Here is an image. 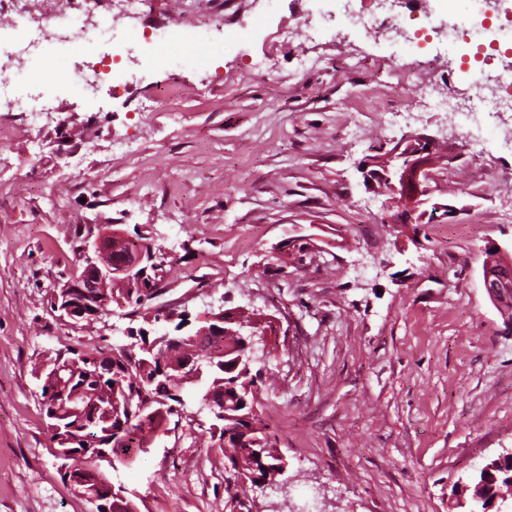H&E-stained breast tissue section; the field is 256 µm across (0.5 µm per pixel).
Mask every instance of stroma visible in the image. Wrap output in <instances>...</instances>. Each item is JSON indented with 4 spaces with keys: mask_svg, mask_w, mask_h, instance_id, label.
I'll return each mask as SVG.
<instances>
[{
    "mask_svg": "<svg viewBox=\"0 0 512 512\" xmlns=\"http://www.w3.org/2000/svg\"><path fill=\"white\" fill-rule=\"evenodd\" d=\"M318 21L315 0H143L138 21L113 13L99 48L151 31L181 41L161 67L168 104L146 122L150 69L115 96L60 87L38 126L27 93L65 58L48 41L15 63L18 104L0 112V512L92 510L53 464L35 374L57 351L109 352L141 326L123 307L80 323L50 307L109 229L158 248L154 306L276 319L263 419L288 467L278 487H247L257 512H469L463 484L512 448V326L483 287L486 248L512 244V151L498 146L512 112L472 152L429 107L450 88L468 96L460 56L399 89L383 67L413 46L348 23L303 38ZM261 56L262 74L250 67ZM398 110L420 119L382 128L379 113ZM412 133L448 155L423 203L448 214L395 224L364 172ZM184 412L108 469L112 485L137 512H246L228 500L208 410L190 400Z\"/></svg>",
    "mask_w": 512,
    "mask_h": 512,
    "instance_id": "obj_1",
    "label": "stroma"
}]
</instances>
